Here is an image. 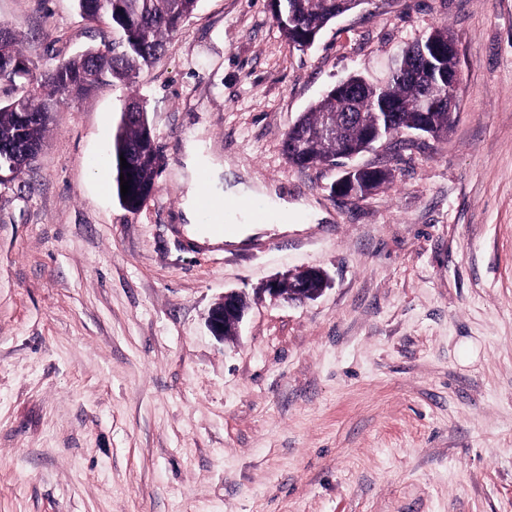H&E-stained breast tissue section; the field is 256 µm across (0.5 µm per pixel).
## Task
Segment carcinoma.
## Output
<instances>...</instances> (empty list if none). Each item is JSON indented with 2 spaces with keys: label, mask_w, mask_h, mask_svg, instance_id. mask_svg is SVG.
<instances>
[{
  "label": "carcinoma",
  "mask_w": 512,
  "mask_h": 512,
  "mask_svg": "<svg viewBox=\"0 0 512 512\" xmlns=\"http://www.w3.org/2000/svg\"><path fill=\"white\" fill-rule=\"evenodd\" d=\"M90 20L112 26L116 37L100 48L91 46L39 75L19 48L22 38L0 22V86L10 96L0 99V161L12 163L16 174L30 167L42 147L44 135L57 111V97L80 98L107 81L130 82L144 67L160 58L168 37L176 34L199 0H76ZM271 7L283 38L303 47L315 42L337 17L354 9L352 0H272ZM446 28L433 30L425 39L404 48L390 79L373 83L353 76L358 91L352 101L331 88L303 113L282 141L288 163L300 167L332 164L346 148H363L365 137L380 126L386 139L402 131H415L424 123L435 136L448 133L454 121L448 107L457 98L460 79L450 85L444 55L448 51ZM429 58V72L421 81L406 76L421 53ZM153 134L146 101L129 99L116 130L112 168L116 194L128 211H137L147 198L144 189L155 184L160 154L148 141ZM126 158L127 167L120 165ZM365 198L390 181L391 173L370 167L353 173ZM130 185L121 196L120 179Z\"/></svg>",
  "instance_id": "1"
}]
</instances>
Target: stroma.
<instances>
[{"instance_id":"obj_1","label":"stroma","mask_w":512,"mask_h":512,"mask_svg":"<svg viewBox=\"0 0 512 512\" xmlns=\"http://www.w3.org/2000/svg\"><path fill=\"white\" fill-rule=\"evenodd\" d=\"M39 70L111 27L76 0H0ZM448 28L459 110L355 157L393 178L330 192L289 127L350 75ZM161 149L134 213L105 168L130 96ZM300 205L287 231L197 245L195 172ZM331 284L208 330L224 292L289 270ZM0 512H512V0H365L308 48L269 0H199L133 83L62 101L35 163L0 182Z\"/></svg>"}]
</instances>
